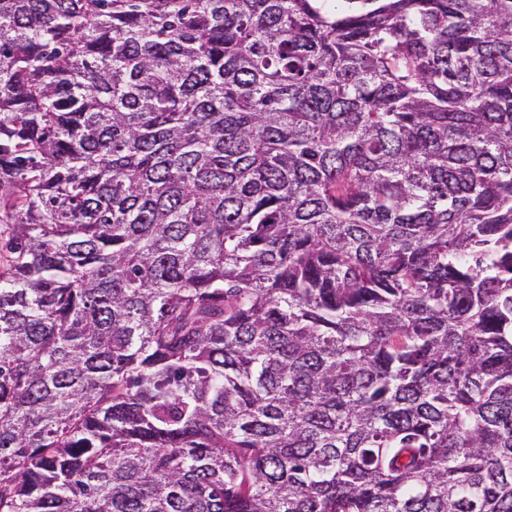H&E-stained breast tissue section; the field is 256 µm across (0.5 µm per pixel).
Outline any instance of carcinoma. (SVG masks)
Instances as JSON below:
<instances>
[{
	"label": "carcinoma",
	"mask_w": 512,
	"mask_h": 512,
	"mask_svg": "<svg viewBox=\"0 0 512 512\" xmlns=\"http://www.w3.org/2000/svg\"><path fill=\"white\" fill-rule=\"evenodd\" d=\"M0 512H512V0H0Z\"/></svg>",
	"instance_id": "obj_1"
}]
</instances>
